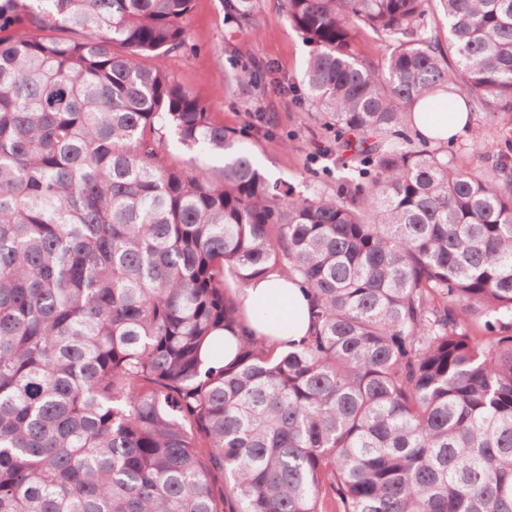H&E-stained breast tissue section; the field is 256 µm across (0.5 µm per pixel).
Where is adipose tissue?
I'll return each instance as SVG.
<instances>
[{
  "instance_id": "adipose-tissue-1",
  "label": "adipose tissue",
  "mask_w": 512,
  "mask_h": 512,
  "mask_svg": "<svg viewBox=\"0 0 512 512\" xmlns=\"http://www.w3.org/2000/svg\"><path fill=\"white\" fill-rule=\"evenodd\" d=\"M468 112H418L414 125L422 138L447 142L469 126ZM247 331L270 337L277 349H287L312 329L307 293L287 277L273 273L254 281L242 296Z\"/></svg>"
}]
</instances>
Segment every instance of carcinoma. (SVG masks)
<instances>
[{
    "label": "carcinoma",
    "mask_w": 512,
    "mask_h": 512,
    "mask_svg": "<svg viewBox=\"0 0 512 512\" xmlns=\"http://www.w3.org/2000/svg\"><path fill=\"white\" fill-rule=\"evenodd\" d=\"M193 2L0 0V512H512V160L410 134L512 104V0H281L315 46L295 102L358 163L334 197L163 67ZM271 273L312 298L278 354L238 303ZM356 51L360 56L371 59L379 66L384 64V49L377 36L371 31L361 33L357 39ZM165 152L172 160L180 163L194 158L200 163H205L210 169H220L224 166V158L221 155H201L196 150H187L171 135L166 137Z\"/></svg>",
    "instance_id": "carcinoma-1"
}]
</instances>
